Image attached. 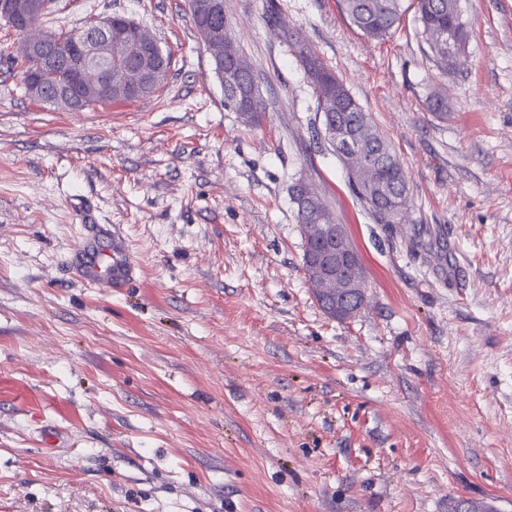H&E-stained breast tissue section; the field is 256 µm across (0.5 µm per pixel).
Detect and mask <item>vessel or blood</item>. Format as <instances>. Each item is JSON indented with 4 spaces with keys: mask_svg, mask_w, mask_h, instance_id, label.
<instances>
[{
    "mask_svg": "<svg viewBox=\"0 0 512 512\" xmlns=\"http://www.w3.org/2000/svg\"><path fill=\"white\" fill-rule=\"evenodd\" d=\"M81 221L86 231L67 262L72 279L104 293L126 287L136 273L126 241L99 224L93 209H83Z\"/></svg>",
    "mask_w": 512,
    "mask_h": 512,
    "instance_id": "vessel-or-blood-1",
    "label": "vessel or blood"
}]
</instances>
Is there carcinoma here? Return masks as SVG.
<instances>
[{"mask_svg": "<svg viewBox=\"0 0 512 512\" xmlns=\"http://www.w3.org/2000/svg\"><path fill=\"white\" fill-rule=\"evenodd\" d=\"M212 0H189L188 8L194 25L201 37H206L204 25L215 20L224 23V11L212 13ZM350 21L363 34L372 38H384L391 34L399 23L398 0H342ZM418 21L431 51L447 70L461 65L468 41L467 23L463 17L460 0H417ZM154 38L145 31L130 37L119 45L112 46V58H100L90 63L84 79L92 81L98 71L119 62L138 61L147 45ZM291 46L299 58L304 72L316 93L317 111L322 113L323 126L340 123L356 127L362 143V152L356 159L338 155L345 167L363 164L372 170V176L352 184L354 195L368 207L376 223L393 224L392 214L383 212L390 201L398 198L409 202V187L406 173L389 144L377 131L371 115L353 97L342 80L314 55L305 41L290 39ZM224 67L235 70L239 76L236 88L224 92V103L239 112L245 123L257 125L265 112L263 99L255 70L249 59L231 43L224 45ZM427 108L444 118L448 112L447 99L433 93L426 99ZM298 224H320L318 235L336 228L338 220L334 213L317 198L309 207L296 208Z\"/></svg>", "mask_w": 512, "mask_h": 512, "instance_id": "1", "label": "carcinoma"}]
</instances>
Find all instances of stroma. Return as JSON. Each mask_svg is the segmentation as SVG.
Instances as JSON below:
<instances>
[{"mask_svg": "<svg viewBox=\"0 0 512 512\" xmlns=\"http://www.w3.org/2000/svg\"><path fill=\"white\" fill-rule=\"evenodd\" d=\"M53 5L37 29L121 13L172 63L145 99L53 108L24 94L0 19V512H512V0H461L448 73L416 0L382 39L341 0H224L254 127L187 0ZM292 34L402 163L405 223L353 195ZM299 181L363 263L344 322L302 268ZM85 201L141 266L109 295L66 271ZM217 1H221L222 8L218 11L219 5L212 6L214 13L218 11L216 14H213V19L219 22L223 28L208 26V44L216 63L227 70H235L239 76L236 88L226 91L225 86L230 89L229 86L233 85L238 78L232 71L222 72L223 82L224 74L226 78L224 103L232 107L235 112H239L245 123L258 125L266 108L263 104L255 70L249 59L239 49L229 42L224 45V40L225 42L229 41L226 39H230V35L227 25L224 26V0Z\"/></svg>", "mask_w": 512, "mask_h": 512, "instance_id": "1", "label": "stroma"}]
</instances>
